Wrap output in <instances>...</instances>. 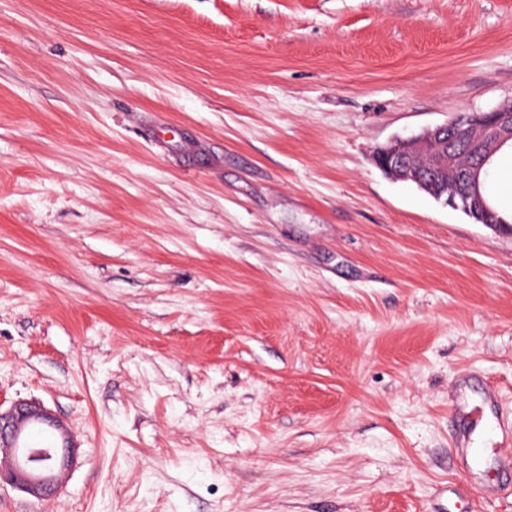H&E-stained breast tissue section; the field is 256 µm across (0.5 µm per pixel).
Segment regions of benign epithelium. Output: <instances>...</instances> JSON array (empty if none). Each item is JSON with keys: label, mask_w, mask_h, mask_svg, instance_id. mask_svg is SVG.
<instances>
[{"label": "benign epithelium", "mask_w": 512, "mask_h": 512, "mask_svg": "<svg viewBox=\"0 0 512 512\" xmlns=\"http://www.w3.org/2000/svg\"><path fill=\"white\" fill-rule=\"evenodd\" d=\"M455 121L425 131L422 136L397 138L379 148L377 161L389 175L421 181L414 161L427 156L439 171L456 168L457 155L449 149L444 134ZM470 146L480 156L477 166L461 172L466 185L464 207L483 218L485 224L512 233V220L494 209L481 187V173L491 167L503 148L512 149V101L490 112H472L467 117ZM437 201L448 204V186L438 176L425 181ZM0 448L10 451L7 464L0 466V484L6 483L36 500L52 497L72 463L73 439L43 404L32 400L14 402L0 410Z\"/></svg>", "instance_id": "1"}]
</instances>
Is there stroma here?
I'll return each instance as SVG.
<instances>
[{
    "instance_id": "obj_1",
    "label": "stroma",
    "mask_w": 512,
    "mask_h": 512,
    "mask_svg": "<svg viewBox=\"0 0 512 512\" xmlns=\"http://www.w3.org/2000/svg\"><path fill=\"white\" fill-rule=\"evenodd\" d=\"M511 98L512 0H0V405L74 438L0 512H512V235L373 160ZM467 415L473 432L476 430H491L499 438L496 443L500 448H510L512 445V414L509 417L499 406V394L495 387H490L482 406L455 407L453 417ZM470 439L465 448H458V437L455 439L457 449V466L458 470L463 474L470 475L479 471L482 467L483 454L480 448H472L473 444ZM497 464L502 472V477L482 485L478 492V498L482 502H494L512 498V452L502 450L497 458Z\"/></svg>"
}]
</instances>
